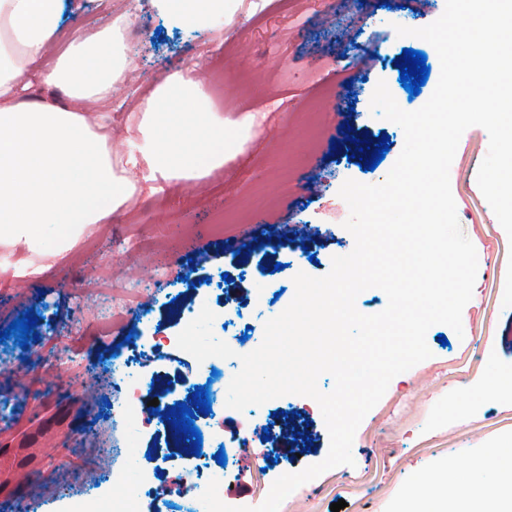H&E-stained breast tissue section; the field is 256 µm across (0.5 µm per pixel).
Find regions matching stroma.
<instances>
[{"mask_svg":"<svg viewBox=\"0 0 512 512\" xmlns=\"http://www.w3.org/2000/svg\"><path fill=\"white\" fill-rule=\"evenodd\" d=\"M113 0H68L66 27L55 53L68 41L114 19ZM446 0L423 10L397 0H241L222 26H174L156 0H123L129 28L130 70L106 104H87L91 122L112 129V156L120 158L146 101L184 63L197 65L210 111L234 124L253 116L251 131L224 165L199 181H172L142 194L70 243L47 239L41 247L0 245V332L26 311L38 317V338L28 347L0 343V512H72L100 491L131 488L132 474L147 469L154 485L199 481L193 455L177 434L159 432L147 412L119 414L123 394L107 365L131 356L147 386V399L169 406L170 382L194 376L190 353L170 346V360L150 357L143 342L177 336L190 306L244 313L232 330L237 353L255 350L264 323L295 295L293 278L326 275L354 238L344 223L349 208L338 191L345 180L382 183L405 143L402 129L370 107L378 82L398 105L421 108L441 74L432 44L414 37L444 11ZM411 28L398 36L397 26ZM424 53L430 68L417 96H409L395 66L403 49ZM391 146L371 171L360 161L382 136ZM369 141L353 158L352 139ZM489 148L479 126L462 135L450 168L451 191L463 233L473 243L478 270L463 309L462 333L437 324L426 334L427 360L396 376L356 431L354 465L345 481L324 472L328 486L313 497L309 485L288 495L279 512H395L413 478L444 464L462 468L486 449L512 440V402L488 396L493 370L512 367V307L504 306L501 270L512 260V240L483 197L477 172ZM269 202L254 209L256 198ZM167 263L168 279L154 266ZM31 273L16 276L19 265ZM500 339L488 351L486 337ZM466 368L469 379L456 377ZM240 436L266 427L283 451L276 461L250 463L245 478L252 506L273 482L325 459L330 436L318 410L288 397L259 406L247 421L234 412ZM297 437L298 451L286 444ZM177 449L175 461L158 452Z\"/></svg>","mask_w":512,"mask_h":512,"instance_id":"stroma-1","label":"stroma"}]
</instances>
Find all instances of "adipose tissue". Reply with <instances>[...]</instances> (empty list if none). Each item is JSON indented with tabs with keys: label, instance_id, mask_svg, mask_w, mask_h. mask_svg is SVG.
Segmentation results:
<instances>
[{
	"label": "adipose tissue",
	"instance_id": "obj_1",
	"mask_svg": "<svg viewBox=\"0 0 512 512\" xmlns=\"http://www.w3.org/2000/svg\"><path fill=\"white\" fill-rule=\"evenodd\" d=\"M175 23L193 27L222 17L230 0H158ZM65 0H0V243L39 246L46 225L68 235L124 207L142 187L203 177L236 141L204 102L194 69L169 75L147 103L137 140L112 166V131L81 115L107 102L129 63L123 35L110 26L73 38L42 67L63 28ZM63 90L69 105L31 100L34 86ZM467 488L448 498L444 487ZM512 512V448H492L469 469L423 476L396 512Z\"/></svg>",
	"mask_w": 512,
	"mask_h": 512
}]
</instances>
